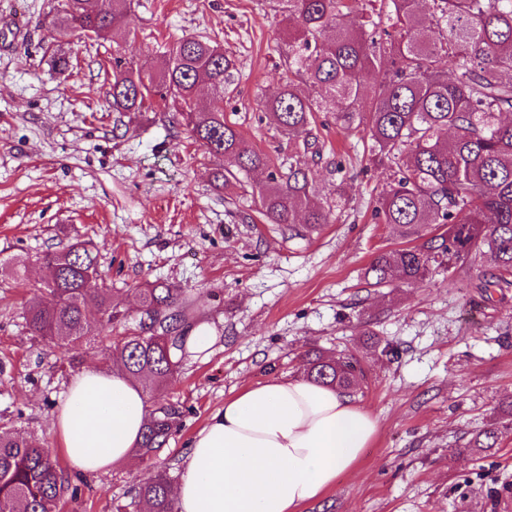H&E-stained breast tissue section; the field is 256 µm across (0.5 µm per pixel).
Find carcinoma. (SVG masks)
Instances as JSON below:
<instances>
[{
	"label": "carcinoma",
	"instance_id": "cac0c4a2",
	"mask_svg": "<svg viewBox=\"0 0 512 512\" xmlns=\"http://www.w3.org/2000/svg\"><path fill=\"white\" fill-rule=\"evenodd\" d=\"M287 29L288 79L265 104L288 143L321 156L315 113L328 112L345 130L363 127L369 161L391 169L374 216L396 230L404 245L377 253L364 277L374 287L410 284L431 266L481 259L493 269L481 287L512 285V0H369L354 16L348 0H278ZM131 0H59L51 20L59 38L123 35ZM237 74L233 54L203 37L186 36L164 52L152 72L113 57L114 112H146L158 96L181 116L190 137L224 160L214 172L218 189L238 174L258 173L251 185L258 212L270 224L307 232L336 220L345 205L320 196L309 169L275 167L224 118V94ZM211 97L197 105L200 91ZM47 275L23 311L27 329L68 351L112 326L119 335L104 347L110 359L142 384L147 415L134 449L153 461L180 427V412L155 402L177 378L186 356L192 304L181 289L151 284L139 292V319L100 290L89 304V277L98 254L82 241L42 258ZM304 374L324 386L351 391L364 376L353 356L306 354ZM502 431L474 434L462 452L479 459L496 448ZM163 471L140 485L139 512H175ZM78 485L52 451L35 438L0 431V512H59Z\"/></svg>",
	"mask_w": 512,
	"mask_h": 512
}]
</instances>
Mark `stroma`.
<instances>
[{
    "instance_id": "1",
    "label": "stroma",
    "mask_w": 512,
    "mask_h": 512,
    "mask_svg": "<svg viewBox=\"0 0 512 512\" xmlns=\"http://www.w3.org/2000/svg\"><path fill=\"white\" fill-rule=\"evenodd\" d=\"M57 0H0V430L55 448V404L75 369L105 363V332L68 354L21 318L41 258L74 239L99 254L114 301L165 282L193 300L216 338L187 358L165 398L179 432L157 463L80 477L62 512H116L157 471L179 479L192 435L225 399L271 376L297 375L306 351L353 352L366 378L354 397L378 422L356 468L301 512H512V431L483 459L463 443L512 398V287L481 289L487 264L437 268L423 280L368 287L374 255L401 241L373 218L388 173L369 165L362 132L317 115L326 192L343 185L336 221L301 237L269 224L249 192L215 189L221 159L174 111L115 112L111 40L71 38L51 70L47 15ZM122 54L150 70L186 36L231 51L239 71L224 116L276 164L293 149L263 104L286 78L288 42L276 0H133ZM349 179L341 181L336 164Z\"/></svg>"
}]
</instances>
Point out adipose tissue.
I'll list each match as a JSON object with an SVG mask.
<instances>
[{
  "label": "adipose tissue",
  "instance_id": "ef3b65f1",
  "mask_svg": "<svg viewBox=\"0 0 512 512\" xmlns=\"http://www.w3.org/2000/svg\"><path fill=\"white\" fill-rule=\"evenodd\" d=\"M144 417L139 383L92 364L70 378L52 428L69 466L98 474L133 462ZM377 427L353 397L303 377L244 387L191 438L177 512H300L355 468Z\"/></svg>",
  "mask_w": 512,
  "mask_h": 512
}]
</instances>
